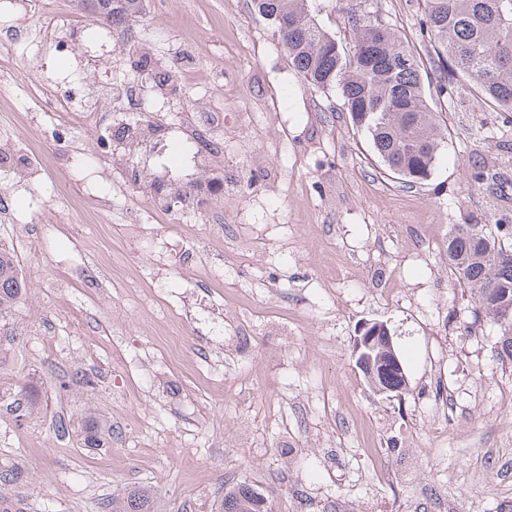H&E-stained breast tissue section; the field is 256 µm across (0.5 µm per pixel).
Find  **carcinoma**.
I'll use <instances>...</instances> for the list:
<instances>
[{
    "label": "carcinoma",
    "mask_w": 512,
    "mask_h": 512,
    "mask_svg": "<svg viewBox=\"0 0 512 512\" xmlns=\"http://www.w3.org/2000/svg\"><path fill=\"white\" fill-rule=\"evenodd\" d=\"M353 35L346 51L305 8V0H253L262 17L276 14V33L291 64L310 85L338 92L353 125L370 137L386 170L408 183L426 180L445 133L421 80V61L387 26L369 0H344ZM422 32L437 57L436 92L445 97L465 79L482 108L512 112V0H423ZM141 0H112L106 23L122 26ZM448 267L466 288L481 317L498 326L497 354L512 361V225L455 224L448 233ZM26 283L13 259L0 253V312L22 299ZM381 342L362 370L399 383ZM112 512H152L137 490L112 499ZM220 512H269L264 496L238 485L224 491Z\"/></svg>",
    "instance_id": "obj_1"
}]
</instances>
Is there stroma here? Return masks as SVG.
<instances>
[{"label":"stroma","instance_id":"35a3bbf8","mask_svg":"<svg viewBox=\"0 0 512 512\" xmlns=\"http://www.w3.org/2000/svg\"><path fill=\"white\" fill-rule=\"evenodd\" d=\"M383 20L423 60L421 76L446 132L426 181L385 170L342 97L317 89L291 65L274 26L252 0H144L123 26L131 43L103 53L116 83L137 78L139 58L169 73L143 120L169 139L182 113L205 112L224 92V152L194 168L184 148L158 169L171 190L200 188L179 227L150 220L138 240L93 233L66 203L98 186L107 167L94 135L59 145L67 184L29 171L10 190L17 223L53 225L19 241L0 227V249L35 277L0 314V512H107L130 488L155 512H219L225 487L245 483L271 512H512V361L499 359L497 326L448 268L455 224H512V114L478 106L472 86L435 92L436 56L419 32L421 0H378ZM68 54L13 46L0 64L17 80L0 107L44 122L29 94L40 74L92 86L84 48ZM193 76L182 81L175 66ZM485 164L503 190L474 184ZM244 224L261 237L238 250L205 220ZM193 250L226 259L224 292L208 295L188 267L147 263L173 232ZM144 262L143 287L162 288L187 323L180 341L143 333L131 302L103 305L74 327L58 306L111 289L97 254ZM366 322L387 325L406 374L401 397L375 394L353 341ZM224 342L221 386L195 369ZM138 373L114 370L113 352ZM284 405L287 426L271 416Z\"/></svg>","mask_w":512,"mask_h":512}]
</instances>
